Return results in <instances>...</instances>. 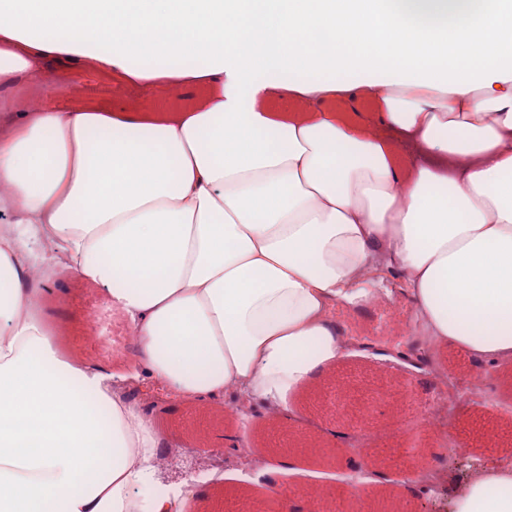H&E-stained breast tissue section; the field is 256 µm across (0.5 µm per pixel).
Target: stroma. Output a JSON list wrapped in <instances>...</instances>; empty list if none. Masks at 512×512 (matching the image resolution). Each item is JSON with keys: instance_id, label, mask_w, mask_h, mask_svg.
<instances>
[{"instance_id": "1", "label": "stroma", "mask_w": 512, "mask_h": 512, "mask_svg": "<svg viewBox=\"0 0 512 512\" xmlns=\"http://www.w3.org/2000/svg\"><path fill=\"white\" fill-rule=\"evenodd\" d=\"M43 80L31 86L25 77H17L0 88V110L14 107L80 111L87 108L114 112L141 110L168 112L199 104L203 87L162 81L149 87L129 83L116 73L101 70L92 61L47 58ZM84 87L80 98L67 94L70 80ZM385 285L391 296L381 303L352 308L337 306L332 320L344 336L353 338L348 355L336 369L302 394L300 405L309 418L300 428L291 422L271 421L262 405L252 407L246 421H230L228 412L238 406L228 395L223 405H185L158 385L141 387L142 397H159L156 406L143 407L144 416L157 420L169 432L179 436L193 455L187 456L162 474L167 483L191 484L210 450L219 448L229 459L223 480L204 487L201 512H261L267 504H282L285 512H302L309 490L319 486L330 492H355V473L377 474L385 498H403L411 512H454L458 486L475 469L488 464L512 467V364L476 362L455 350L443 356L444 368L462 375L483 374L492 386L485 402L472 405L451 429L452 435L468 445L463 456L437 455L422 432L408 430L407 415L424 406L432 397L436 378L430 364L415 368L422 336L416 323L414 305L405 293L397 270H389ZM52 301L58 302V320L71 350L95 365L118 367L134 353L132 330L128 321L113 310L106 293L97 286L69 277L51 282ZM98 317L95 339H88L84 318ZM367 429L369 440L360 453L345 451L347 437ZM334 441L344 451L340 464L302 467L293 474L278 477L277 487L267 485L262 470L244 469L233 459L237 448L258 450L268 467L280 465L281 441L298 443L307 439ZM445 474L438 488L414 486L405 490L400 475L412 465L417 452Z\"/></svg>"}]
</instances>
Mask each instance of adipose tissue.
<instances>
[{"mask_svg":"<svg viewBox=\"0 0 512 512\" xmlns=\"http://www.w3.org/2000/svg\"><path fill=\"white\" fill-rule=\"evenodd\" d=\"M49 56L208 94L0 117V512H197L129 388L299 421L349 347L331 306L389 296L393 268L434 349L512 359V0H0V85ZM64 271L128 320L125 370L48 322ZM455 512H512V469L476 471ZM148 62V63H147ZM189 62L183 60L182 58H178L176 56L162 55L153 59L141 58L139 56H134L131 59V66L134 68H152L157 70H167V69H184L178 68L185 65H188Z\"/></svg>","mask_w":512,"mask_h":512,"instance_id":"ef3b65f1","label":"adipose tissue"}]
</instances>
